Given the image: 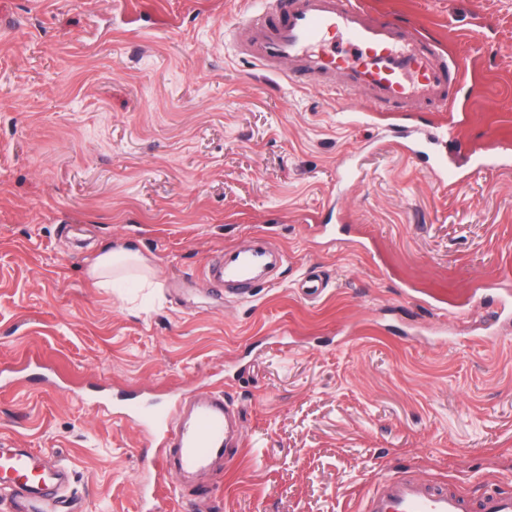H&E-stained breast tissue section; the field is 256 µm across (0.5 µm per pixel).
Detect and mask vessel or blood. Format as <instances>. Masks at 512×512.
<instances>
[{"label": "vessel or blood", "instance_id": "b4317fda", "mask_svg": "<svg viewBox=\"0 0 512 512\" xmlns=\"http://www.w3.org/2000/svg\"><path fill=\"white\" fill-rule=\"evenodd\" d=\"M256 69L284 74L296 85L341 100L364 97L369 111L404 112L454 106L458 92L477 96L465 64L446 56L437 41L399 19L371 18L361 0H255L238 23L224 32ZM443 192L455 193L466 180L463 169L438 162L432 167ZM288 263L285 250L254 233L241 245L224 249L202 275L243 299L278 280ZM512 322V291L500 290L486 333L498 335ZM160 451L144 460L142 488L146 512H161L168 486L190 493L194 503L209 497L197 477L214 459L227 458L243 436L244 414L220 387L183 394L162 408L132 418ZM68 471L48 466L29 452L0 456V496L16 512H49ZM361 512H512V488L473 496L459 486L423 480L408 472L379 476L362 501Z\"/></svg>", "mask_w": 512, "mask_h": 512}]
</instances>
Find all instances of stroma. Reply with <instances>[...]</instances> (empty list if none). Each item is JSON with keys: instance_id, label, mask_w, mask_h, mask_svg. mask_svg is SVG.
<instances>
[{"instance_id": "obj_1", "label": "stroma", "mask_w": 512, "mask_h": 512, "mask_svg": "<svg viewBox=\"0 0 512 512\" xmlns=\"http://www.w3.org/2000/svg\"><path fill=\"white\" fill-rule=\"evenodd\" d=\"M484 88L434 152L512 145V0H363ZM248 0H0V449L69 471L75 512H142L154 446L120 393L159 406L231 384L243 448L208 512H358L385 471L512 486V166L443 194L393 142L443 113L369 112L262 73L224 40ZM358 178L338 181L345 160ZM356 252L315 236L328 198ZM262 233L290 256L247 301L202 276ZM135 244L156 287L88 270ZM328 280L302 295L303 276ZM435 305H427V298ZM498 290L497 307L486 322V335L497 336L499 327L503 324H510L512 321V295L509 289Z\"/></svg>"}]
</instances>
